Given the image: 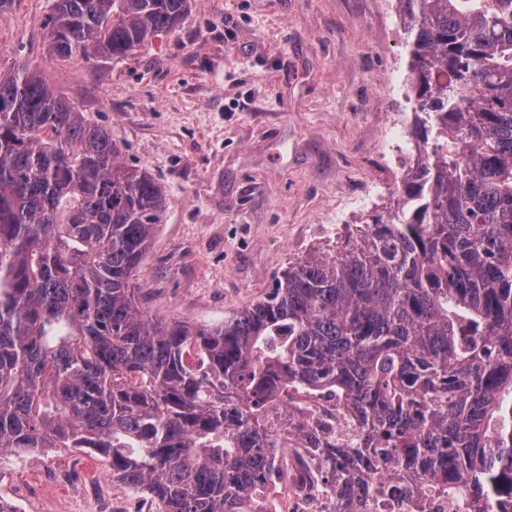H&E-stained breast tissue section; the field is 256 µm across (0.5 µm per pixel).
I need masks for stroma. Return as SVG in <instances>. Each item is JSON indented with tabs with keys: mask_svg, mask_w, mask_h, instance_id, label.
<instances>
[{
	"mask_svg": "<svg viewBox=\"0 0 512 512\" xmlns=\"http://www.w3.org/2000/svg\"><path fill=\"white\" fill-rule=\"evenodd\" d=\"M54 0H0V71L24 63L160 183L166 211L134 277L150 316L196 325L262 299L289 263L385 213L383 91L407 46L374 0H192L164 39L122 60L48 46ZM0 457L17 512H158L92 450Z\"/></svg>",
	"mask_w": 512,
	"mask_h": 512,
	"instance_id": "1",
	"label": "stroma"
}]
</instances>
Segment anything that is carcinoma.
<instances>
[{
    "label": "carcinoma",
    "mask_w": 512,
    "mask_h": 512,
    "mask_svg": "<svg viewBox=\"0 0 512 512\" xmlns=\"http://www.w3.org/2000/svg\"><path fill=\"white\" fill-rule=\"evenodd\" d=\"M191 0H56L49 46L122 59ZM412 134L387 215L224 322L152 318L131 279L165 210L101 126L0 73V456L93 448L159 512H261L302 440L331 512H512V0H400ZM336 407L307 419L293 394Z\"/></svg>",
    "instance_id": "1"
}]
</instances>
